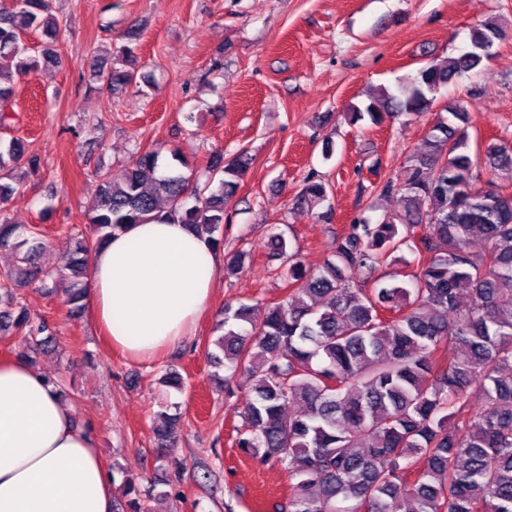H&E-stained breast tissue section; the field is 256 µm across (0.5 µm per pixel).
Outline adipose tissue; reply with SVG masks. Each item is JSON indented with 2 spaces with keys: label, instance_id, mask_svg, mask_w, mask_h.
Segmentation results:
<instances>
[{
  "label": "adipose tissue",
  "instance_id": "ef3b65f1",
  "mask_svg": "<svg viewBox=\"0 0 512 512\" xmlns=\"http://www.w3.org/2000/svg\"><path fill=\"white\" fill-rule=\"evenodd\" d=\"M219 269L206 236L134 224L92 255L87 306L114 349L149 361L190 335ZM113 501L92 431L29 361L0 360V512H114Z\"/></svg>",
  "mask_w": 512,
  "mask_h": 512
}]
</instances>
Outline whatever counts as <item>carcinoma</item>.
<instances>
[{"label": "carcinoma", "mask_w": 512, "mask_h": 512, "mask_svg": "<svg viewBox=\"0 0 512 512\" xmlns=\"http://www.w3.org/2000/svg\"><path fill=\"white\" fill-rule=\"evenodd\" d=\"M52 2L0 0L1 112L17 78L52 60L60 31ZM37 30L39 49L26 43ZM502 38L498 25H481L471 34L474 50L422 67L364 110L352 107L353 121L424 114L437 90L477 68L481 49ZM113 60L121 67L103 59L98 76L112 87L132 83L136 48L120 47ZM469 142L468 110L457 100L407 156L405 178L380 182L379 195L399 196L400 211L354 220L315 270L288 255L283 275L294 289L262 320L244 303L225 306L215 345L228 370L252 380L236 445L288 471L293 484L278 512H512V192L504 190L512 186V147L487 144L484 180ZM24 152L19 139L0 149V249L17 258L0 285V324L27 331L42 349L53 337L45 322L14 314L13 285L44 286L61 273L37 265L47 239L4 214L24 182L13 167ZM250 161L244 150L228 161L215 155L199 186L149 149L121 178L100 175L86 212L92 237L70 234L64 304L85 307L90 253L130 224H187L221 243L225 206ZM301 200L324 204L328 184L307 179ZM475 240L478 252L470 250ZM405 250L418 256L408 282L379 274ZM447 346L458 353L445 357ZM291 403L302 409L286 411ZM179 422L177 413L162 416L161 445L173 444Z\"/></svg>", "instance_id": "cac0c4a2"}]
</instances>
